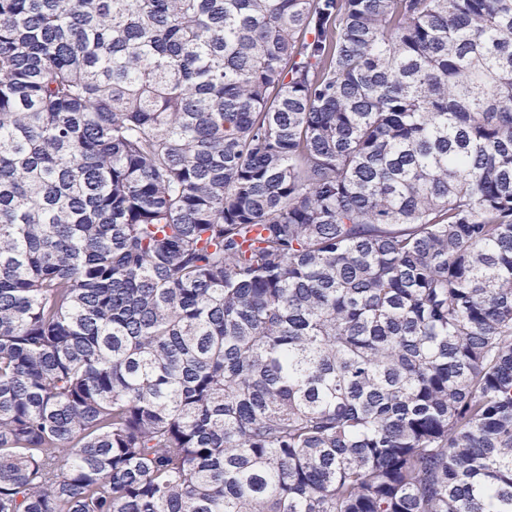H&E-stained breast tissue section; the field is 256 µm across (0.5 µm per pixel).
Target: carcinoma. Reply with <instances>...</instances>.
<instances>
[{"label": "carcinoma", "instance_id": "obj_1", "mask_svg": "<svg viewBox=\"0 0 512 512\" xmlns=\"http://www.w3.org/2000/svg\"><path fill=\"white\" fill-rule=\"evenodd\" d=\"M0 512H512V0H0Z\"/></svg>", "mask_w": 512, "mask_h": 512}]
</instances>
